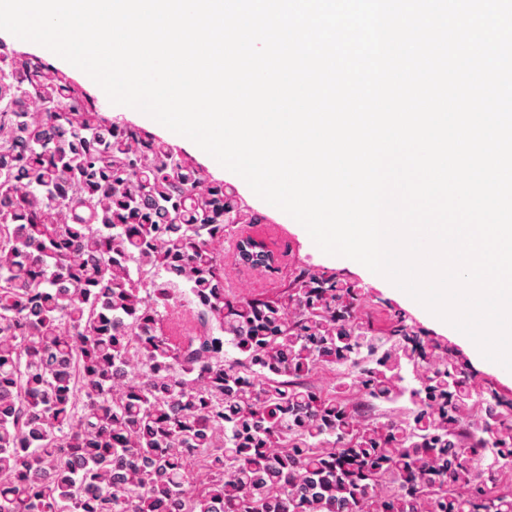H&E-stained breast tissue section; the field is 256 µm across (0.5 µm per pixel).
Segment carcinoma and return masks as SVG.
Instances as JSON below:
<instances>
[{
    "label": "carcinoma",
    "instance_id": "carcinoma-1",
    "mask_svg": "<svg viewBox=\"0 0 512 512\" xmlns=\"http://www.w3.org/2000/svg\"><path fill=\"white\" fill-rule=\"evenodd\" d=\"M257 224L0 42V512H512V400ZM234 289L239 295L250 296L257 291H275L280 284V276L266 271H255L245 277H237Z\"/></svg>",
    "mask_w": 512,
    "mask_h": 512
}]
</instances>
